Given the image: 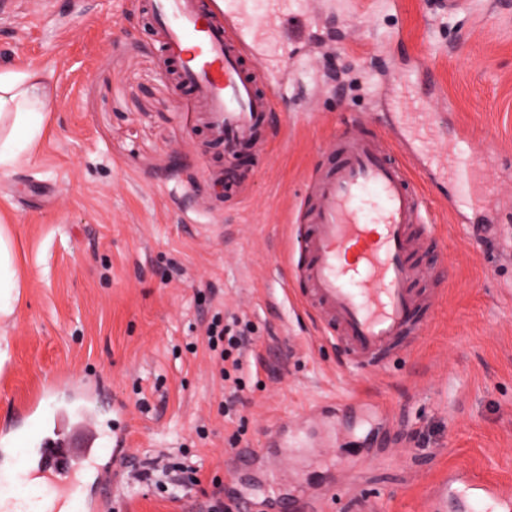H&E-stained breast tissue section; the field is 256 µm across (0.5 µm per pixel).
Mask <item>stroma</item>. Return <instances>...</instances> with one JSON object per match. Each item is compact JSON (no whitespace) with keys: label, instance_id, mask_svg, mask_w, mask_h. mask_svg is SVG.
Listing matches in <instances>:
<instances>
[{"label":"stroma","instance_id":"stroma-1","mask_svg":"<svg viewBox=\"0 0 512 512\" xmlns=\"http://www.w3.org/2000/svg\"><path fill=\"white\" fill-rule=\"evenodd\" d=\"M271 22L280 102L262 160L224 161L201 111L169 81L147 0H16L0 13V68H34L44 132L0 175V223L20 296L0 325V433L29 404L39 423L91 390L98 447L122 428L131 456L119 488L88 478L85 497L116 512H198L227 488L228 439L256 449L241 499L325 497V512H425L449 472L512 484V0H294ZM435 115L433 149L465 130L489 183L486 202L437 194L414 174L433 235L412 261L415 292L438 289L419 336L381 369L349 365L312 310L283 289L296 261V217L310 175L333 161L349 119L374 133L391 107ZM248 322L256 342L232 397L204 341L214 313ZM372 398L355 413L330 396ZM124 406L117 415L115 406ZM287 422L303 462L266 451ZM205 427L206 439L196 430ZM166 454L202 487L146 489L132 472Z\"/></svg>","mask_w":512,"mask_h":512}]
</instances>
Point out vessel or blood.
<instances>
[{
  "mask_svg": "<svg viewBox=\"0 0 512 512\" xmlns=\"http://www.w3.org/2000/svg\"><path fill=\"white\" fill-rule=\"evenodd\" d=\"M289 0H152L153 19L167 52L179 66V84L191 92L206 116L212 138L228 153L247 147L262 153L258 131L274 109L262 73L247 72V61L266 56L267 21L288 10ZM389 122L404 156L392 160L376 135L341 133L331 151L335 166L312 174L307 188L314 198L296 236L299 259L293 275L305 285L303 304L321 314L319 326L347 349L350 363L379 367L383 355L413 327L420 305L412 285L420 270L410 256L416 247L414 225L425 223V198L411 183V171H440L457 196L480 198L484 178L471 155L456 148L437 153L427 147L426 120ZM87 448L70 449L62 429L45 434L34 457L22 459L14 480L19 496L0 501V512H89L79 487L86 472L97 480H119L127 439L112 432V454L93 452L97 422L86 409L74 413ZM457 512H512V485L449 474L436 491L430 512L446 499Z\"/></svg>",
  "mask_w": 512,
  "mask_h": 512,
  "instance_id": "b4317fda",
  "label": "vessel or blood"
}]
</instances>
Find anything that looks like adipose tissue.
<instances>
[{"label": "adipose tissue", "instance_id": "adipose-tissue-1", "mask_svg": "<svg viewBox=\"0 0 512 512\" xmlns=\"http://www.w3.org/2000/svg\"><path fill=\"white\" fill-rule=\"evenodd\" d=\"M45 101L33 70L0 71V173H10L39 140ZM19 280L9 241L0 234V320L10 319Z\"/></svg>", "mask_w": 512, "mask_h": 512}]
</instances>
